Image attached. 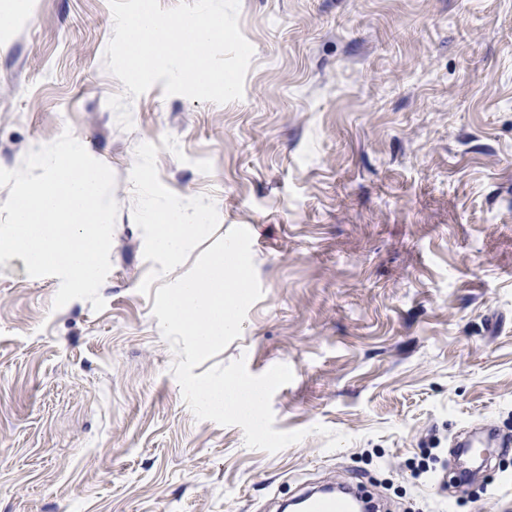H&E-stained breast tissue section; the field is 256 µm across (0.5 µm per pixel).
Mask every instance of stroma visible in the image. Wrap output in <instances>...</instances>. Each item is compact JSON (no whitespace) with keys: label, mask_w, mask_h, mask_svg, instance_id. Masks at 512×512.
I'll return each instance as SVG.
<instances>
[{"label":"stroma","mask_w":512,"mask_h":512,"mask_svg":"<svg viewBox=\"0 0 512 512\" xmlns=\"http://www.w3.org/2000/svg\"><path fill=\"white\" fill-rule=\"evenodd\" d=\"M239 27L242 99L159 82L128 129L108 0L0 28V168L68 131L118 205L102 310L0 265V512H268L326 478L384 512H512V452L442 481L460 430L512 435V0H240ZM172 205L209 212L174 261L149 223ZM237 226L263 295L213 361L291 368L274 428L306 436L274 454L195 419L152 313Z\"/></svg>","instance_id":"stroma-1"}]
</instances>
